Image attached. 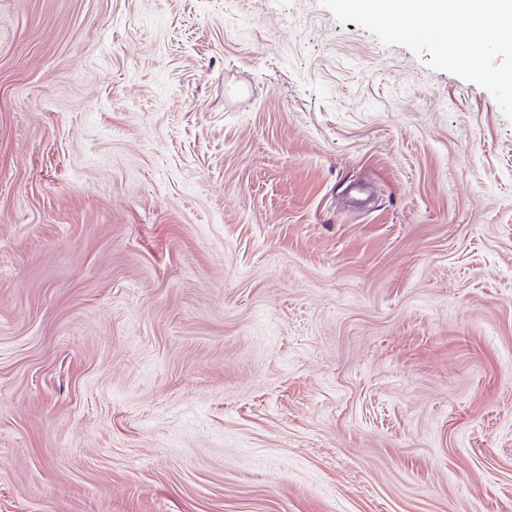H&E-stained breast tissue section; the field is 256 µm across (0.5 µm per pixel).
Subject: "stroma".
Masks as SVG:
<instances>
[{
  "label": "stroma",
  "instance_id": "1",
  "mask_svg": "<svg viewBox=\"0 0 512 512\" xmlns=\"http://www.w3.org/2000/svg\"><path fill=\"white\" fill-rule=\"evenodd\" d=\"M0 512H512V120L320 0H0Z\"/></svg>",
  "mask_w": 512,
  "mask_h": 512
}]
</instances>
